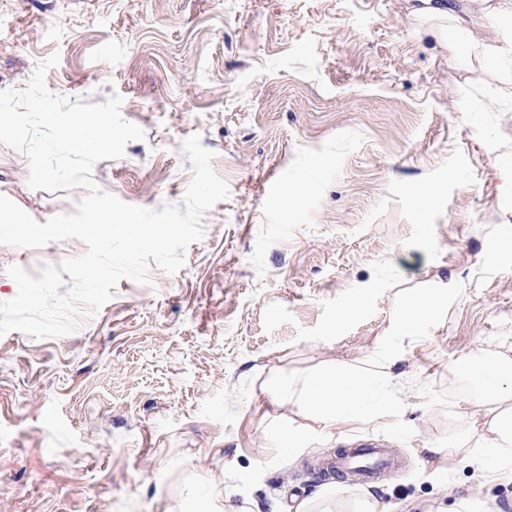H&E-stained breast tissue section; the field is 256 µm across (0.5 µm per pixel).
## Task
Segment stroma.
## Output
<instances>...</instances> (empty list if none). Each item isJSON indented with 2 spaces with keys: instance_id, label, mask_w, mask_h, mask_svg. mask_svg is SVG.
<instances>
[{
  "instance_id": "35a3bbf8",
  "label": "stroma",
  "mask_w": 512,
  "mask_h": 512,
  "mask_svg": "<svg viewBox=\"0 0 512 512\" xmlns=\"http://www.w3.org/2000/svg\"><path fill=\"white\" fill-rule=\"evenodd\" d=\"M501 0H0V90H22L50 53L48 90L123 98L144 136L97 162L95 184L152 210L182 203L183 142L199 136L227 199L203 237L151 284L58 338L0 336V502L10 512H178L228 488L248 512H284L330 485L316 467L378 440L401 472L371 488L390 512H512V481L483 480L424 448L465 438L462 368L512 357V21ZM478 45L461 57L455 24ZM0 144V195L38 222L84 188L28 185ZM302 186L297 203L289 188ZM434 192L427 206L420 199ZM78 240L0 245V303L18 265L39 275ZM433 310L394 324L408 300ZM379 368L399 400L334 438L278 451L303 423L275 383L331 365Z\"/></svg>"
}]
</instances>
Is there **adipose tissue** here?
Instances as JSON below:
<instances>
[{
    "label": "adipose tissue",
    "mask_w": 512,
    "mask_h": 512,
    "mask_svg": "<svg viewBox=\"0 0 512 512\" xmlns=\"http://www.w3.org/2000/svg\"><path fill=\"white\" fill-rule=\"evenodd\" d=\"M479 379V391L465 398L462 412L478 437L474 448L460 443L456 450L471 465L484 470L487 479L512 478V359H480ZM379 384L378 378L341 366L307 377L292 393L307 422L278 432L276 447L296 449L311 435H333L344 416L374 400ZM337 503L345 505L347 512H387L369 492L342 485L319 500H304L297 512H331Z\"/></svg>",
    "instance_id": "obj_1"
}]
</instances>
